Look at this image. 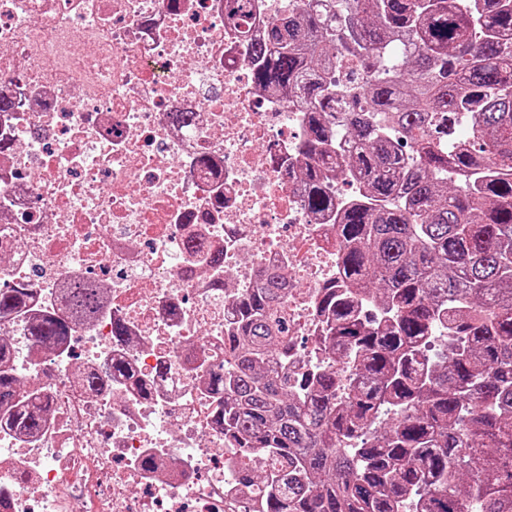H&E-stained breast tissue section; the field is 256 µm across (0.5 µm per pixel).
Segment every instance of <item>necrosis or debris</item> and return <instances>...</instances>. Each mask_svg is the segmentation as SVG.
<instances>
[{
  "label": "necrosis or debris",
  "instance_id": "obj_1",
  "mask_svg": "<svg viewBox=\"0 0 512 512\" xmlns=\"http://www.w3.org/2000/svg\"><path fill=\"white\" fill-rule=\"evenodd\" d=\"M232 4L0 0V288L62 319L67 282L106 296L70 346L17 349L49 415L24 441L0 429V512H258L197 360L223 362L265 270L288 284L289 377L331 361L315 302L341 270L335 225L300 202L305 114L250 78L251 43L300 0H253L245 38ZM116 361L151 392L89 391Z\"/></svg>",
  "mask_w": 512,
  "mask_h": 512
}]
</instances>
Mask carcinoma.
<instances>
[{
  "instance_id": "obj_1",
  "label": "carcinoma",
  "mask_w": 512,
  "mask_h": 512,
  "mask_svg": "<svg viewBox=\"0 0 512 512\" xmlns=\"http://www.w3.org/2000/svg\"><path fill=\"white\" fill-rule=\"evenodd\" d=\"M397 42L410 52L384 73ZM335 47L358 67L341 121ZM251 49L255 85L304 103L302 202L334 221L343 271L321 289L319 342L352 371L289 385L280 284L257 283L207 377L226 441L247 449L238 484L258 485L256 451L273 462L259 512H512V0H340L334 21L292 12ZM458 112L473 113L464 139ZM353 175L363 192L337 203ZM367 293L388 319L363 316ZM64 297L70 321L33 319L35 342L62 345L101 310L91 281ZM30 302L0 288V319ZM15 355L0 338V426L30 437L47 409L17 393Z\"/></svg>"
}]
</instances>
